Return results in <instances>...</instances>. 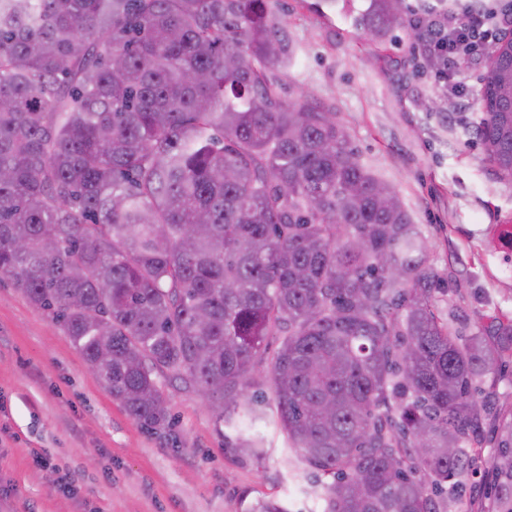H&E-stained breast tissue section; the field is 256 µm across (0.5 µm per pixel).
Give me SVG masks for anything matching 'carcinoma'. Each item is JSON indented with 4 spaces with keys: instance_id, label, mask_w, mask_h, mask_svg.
I'll list each match as a JSON object with an SVG mask.
<instances>
[{
    "instance_id": "1",
    "label": "carcinoma",
    "mask_w": 512,
    "mask_h": 512,
    "mask_svg": "<svg viewBox=\"0 0 512 512\" xmlns=\"http://www.w3.org/2000/svg\"><path fill=\"white\" fill-rule=\"evenodd\" d=\"M356 22L381 37L397 0ZM287 64L267 0H0V275L168 444L160 378L254 426V359L278 335L275 421L323 512H448L487 420L492 512H512V404L473 388L512 362V320L492 340L435 314L417 225L331 108L284 103ZM496 71L476 134L512 182Z\"/></svg>"
}]
</instances>
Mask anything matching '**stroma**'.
Masks as SVG:
<instances>
[{
	"instance_id": "stroma-1",
	"label": "stroma",
	"mask_w": 512,
	"mask_h": 512,
	"mask_svg": "<svg viewBox=\"0 0 512 512\" xmlns=\"http://www.w3.org/2000/svg\"><path fill=\"white\" fill-rule=\"evenodd\" d=\"M312 0H269L295 60L271 76L285 102L334 108L360 162L396 190L426 241L435 299L453 326L491 333L512 319V183L500 180L418 53L411 21L383 39L329 18ZM176 446L135 422L102 388L61 328L0 275V512H246L276 498L317 512L318 484L273 421L261 455L236 448L194 389L164 380ZM74 490L60 486L63 472Z\"/></svg>"
}]
</instances>
